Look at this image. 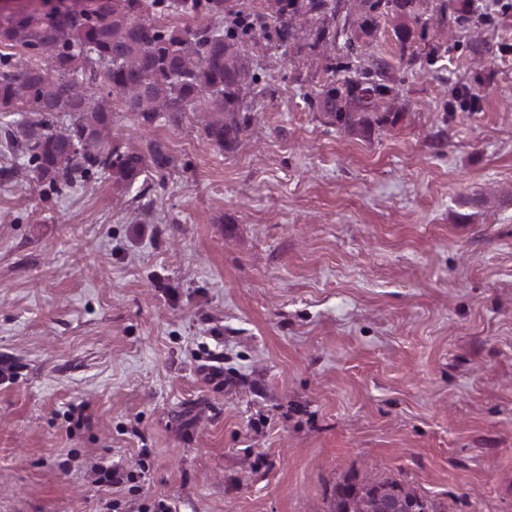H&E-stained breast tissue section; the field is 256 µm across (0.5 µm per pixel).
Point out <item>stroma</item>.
<instances>
[{
	"label": "stroma",
	"mask_w": 512,
	"mask_h": 512,
	"mask_svg": "<svg viewBox=\"0 0 512 512\" xmlns=\"http://www.w3.org/2000/svg\"><path fill=\"white\" fill-rule=\"evenodd\" d=\"M389 0L249 52L230 149L192 113L112 139L173 159L138 187L0 177V512H97L103 461L179 512H328L398 479L512 512V10ZM386 60L388 120L321 92ZM467 88L472 111L449 110Z\"/></svg>",
	"instance_id": "obj_1"
}]
</instances>
